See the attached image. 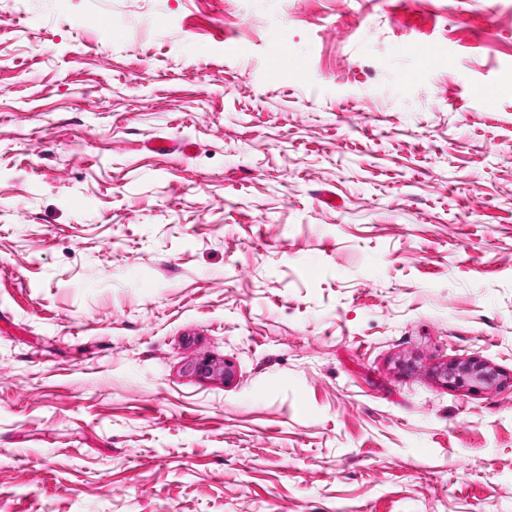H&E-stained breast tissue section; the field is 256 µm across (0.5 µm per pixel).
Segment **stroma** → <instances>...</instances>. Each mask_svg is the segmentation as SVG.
Instances as JSON below:
<instances>
[{
    "instance_id": "stroma-1",
    "label": "stroma",
    "mask_w": 512,
    "mask_h": 512,
    "mask_svg": "<svg viewBox=\"0 0 512 512\" xmlns=\"http://www.w3.org/2000/svg\"><path fill=\"white\" fill-rule=\"evenodd\" d=\"M0 512H512V0H0ZM443 375L448 382L457 384L470 383L473 386L489 385L496 373L487 364L480 360H467L466 362L450 363L444 369Z\"/></svg>"
}]
</instances>
